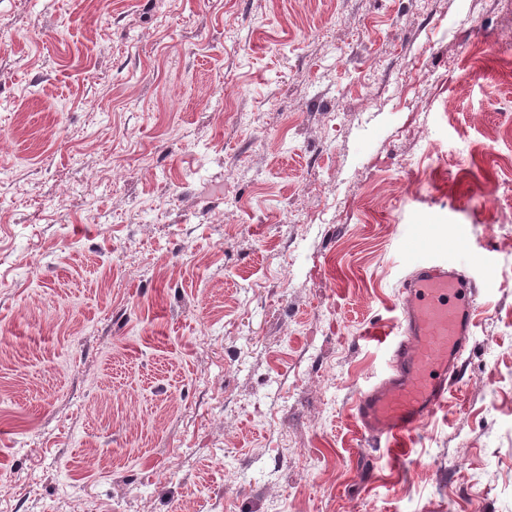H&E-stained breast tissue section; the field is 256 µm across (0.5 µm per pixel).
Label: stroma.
Instances as JSON below:
<instances>
[{
    "label": "stroma",
    "mask_w": 512,
    "mask_h": 512,
    "mask_svg": "<svg viewBox=\"0 0 512 512\" xmlns=\"http://www.w3.org/2000/svg\"><path fill=\"white\" fill-rule=\"evenodd\" d=\"M512 0H0V512H512ZM481 296L365 446L412 263Z\"/></svg>",
    "instance_id": "obj_1"
}]
</instances>
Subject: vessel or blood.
<instances>
[{"mask_svg":"<svg viewBox=\"0 0 512 512\" xmlns=\"http://www.w3.org/2000/svg\"><path fill=\"white\" fill-rule=\"evenodd\" d=\"M402 294L386 369L352 403L364 441L392 457L406 454L411 437L463 378L479 290L461 263L441 261L415 265Z\"/></svg>","mask_w":512,"mask_h":512,"instance_id":"b4317fda","label":"vessel or blood"}]
</instances>
